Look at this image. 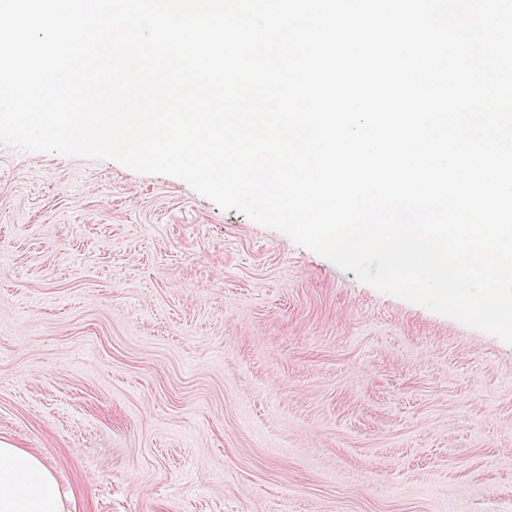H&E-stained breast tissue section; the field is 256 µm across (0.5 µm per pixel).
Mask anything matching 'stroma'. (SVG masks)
<instances>
[{
    "instance_id": "stroma-1",
    "label": "stroma",
    "mask_w": 512,
    "mask_h": 512,
    "mask_svg": "<svg viewBox=\"0 0 512 512\" xmlns=\"http://www.w3.org/2000/svg\"><path fill=\"white\" fill-rule=\"evenodd\" d=\"M0 438L64 512H512V344L181 179L0 145Z\"/></svg>"
}]
</instances>
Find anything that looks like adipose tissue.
Returning <instances> with one entry per match:
<instances>
[{
	"label": "adipose tissue",
	"mask_w": 512,
	"mask_h": 512,
	"mask_svg": "<svg viewBox=\"0 0 512 512\" xmlns=\"http://www.w3.org/2000/svg\"><path fill=\"white\" fill-rule=\"evenodd\" d=\"M0 512H62L54 474L34 452L0 439Z\"/></svg>",
	"instance_id": "obj_1"
}]
</instances>
